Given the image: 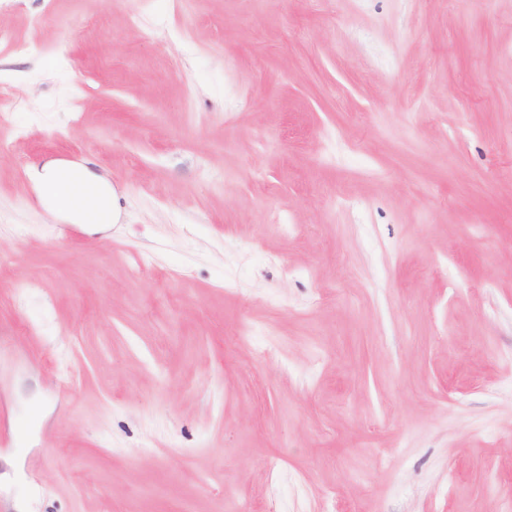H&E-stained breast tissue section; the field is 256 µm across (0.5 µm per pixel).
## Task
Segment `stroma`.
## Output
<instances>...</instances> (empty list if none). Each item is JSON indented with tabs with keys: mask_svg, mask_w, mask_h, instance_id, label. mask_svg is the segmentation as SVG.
<instances>
[{
	"mask_svg": "<svg viewBox=\"0 0 512 512\" xmlns=\"http://www.w3.org/2000/svg\"><path fill=\"white\" fill-rule=\"evenodd\" d=\"M1 86L0 512H499L512 0H0ZM30 175L33 181L44 191L47 198L58 208L50 202L52 207L75 224L103 225L88 221L85 212L81 209L83 203L76 205L70 198L68 194L70 179L78 177L87 183L98 186L100 189L98 205L109 213L110 220L107 224L112 223V190L104 180L90 173L85 167L64 166L49 162L41 167H34Z\"/></svg>",
	"mask_w": 512,
	"mask_h": 512,
	"instance_id": "1",
	"label": "stroma"
}]
</instances>
